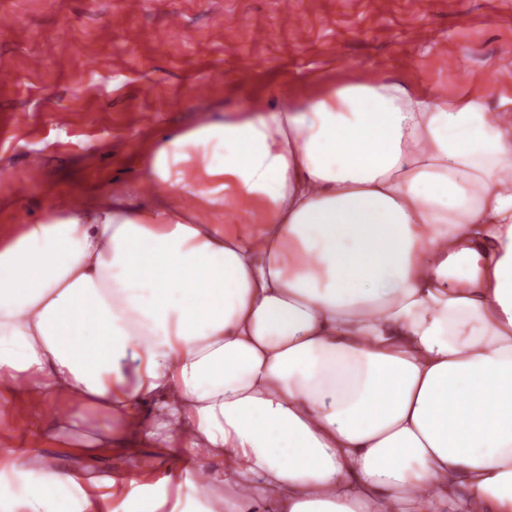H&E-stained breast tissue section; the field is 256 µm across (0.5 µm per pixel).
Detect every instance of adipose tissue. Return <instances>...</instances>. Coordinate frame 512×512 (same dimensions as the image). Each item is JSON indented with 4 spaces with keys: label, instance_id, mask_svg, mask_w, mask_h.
Returning a JSON list of instances; mask_svg holds the SVG:
<instances>
[{
    "label": "adipose tissue",
    "instance_id": "1",
    "mask_svg": "<svg viewBox=\"0 0 512 512\" xmlns=\"http://www.w3.org/2000/svg\"><path fill=\"white\" fill-rule=\"evenodd\" d=\"M188 138L200 195L257 221L134 184L0 232V398L221 461L224 512H512V99L357 82ZM115 484L0 452V512H112ZM210 148L202 142H188L184 145L182 152L175 162H171L170 170L172 179H176L178 173H182L184 178L183 184H176L168 186L166 184L158 183L163 186L162 189L151 191L145 190V194L136 198L134 205L136 207H150L152 199L157 194L166 197L170 203L175 207H186L190 210L192 218L197 224H250L251 217L247 214L239 212L238 206L233 202H226L212 204L206 197H201L193 193L184 185L193 187L192 182L198 180V175L194 169V162L204 152ZM189 157V159H185ZM191 194L193 197H191Z\"/></svg>",
    "mask_w": 512,
    "mask_h": 512
}]
</instances>
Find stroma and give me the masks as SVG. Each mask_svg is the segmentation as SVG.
Wrapping results in <instances>:
<instances>
[{"label": "stroma", "instance_id": "stroma-1", "mask_svg": "<svg viewBox=\"0 0 512 512\" xmlns=\"http://www.w3.org/2000/svg\"><path fill=\"white\" fill-rule=\"evenodd\" d=\"M512 0H0V230L33 224L140 180L167 140L253 101L395 80L450 97H512ZM322 82V83H323ZM66 124H58L57 114ZM202 142L163 186L199 224H247L232 202L190 195ZM146 191L135 206H151ZM60 400L15 399L0 432L39 449L46 467L123 477L183 473L181 452L124 440L82 454L25 429Z\"/></svg>", "mask_w": 512, "mask_h": 512}]
</instances>
